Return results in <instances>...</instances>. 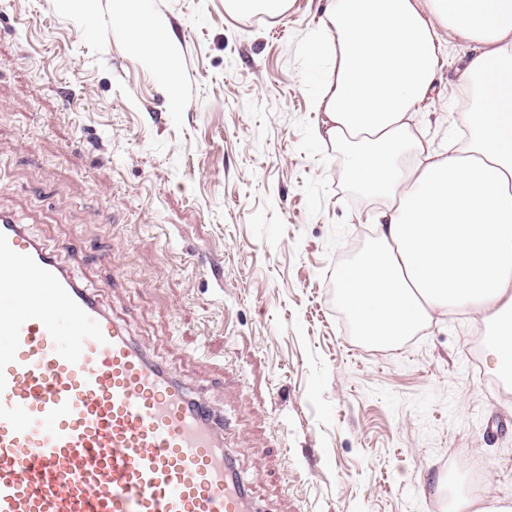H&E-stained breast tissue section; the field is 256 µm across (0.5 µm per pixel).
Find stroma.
<instances>
[{
	"mask_svg": "<svg viewBox=\"0 0 512 512\" xmlns=\"http://www.w3.org/2000/svg\"><path fill=\"white\" fill-rule=\"evenodd\" d=\"M326 0L277 18L225 0H0V210L76 254L103 305L229 421L268 512H445L512 499V384L474 313L363 340L339 290L373 244L351 155L321 140ZM149 16L172 61L118 11ZM464 42L422 133L447 145Z\"/></svg>",
	"mask_w": 512,
	"mask_h": 512,
	"instance_id": "stroma-1",
	"label": "stroma"
}]
</instances>
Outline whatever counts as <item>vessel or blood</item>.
I'll return each instance as SVG.
<instances>
[{
	"instance_id": "vessel-or-blood-1",
	"label": "vessel or blood",
	"mask_w": 512,
	"mask_h": 512,
	"mask_svg": "<svg viewBox=\"0 0 512 512\" xmlns=\"http://www.w3.org/2000/svg\"><path fill=\"white\" fill-rule=\"evenodd\" d=\"M0 512H256L223 412L1 211Z\"/></svg>"
}]
</instances>
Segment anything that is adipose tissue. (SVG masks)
<instances>
[{
  "label": "adipose tissue",
  "instance_id": "1",
  "mask_svg": "<svg viewBox=\"0 0 512 512\" xmlns=\"http://www.w3.org/2000/svg\"><path fill=\"white\" fill-rule=\"evenodd\" d=\"M462 40L469 142L437 152L414 129L439 69V29ZM330 53L316 106L351 146L360 189L382 199L374 248L344 278L359 335H413L434 312L490 326L512 380V0H328L312 33Z\"/></svg>",
  "mask_w": 512,
  "mask_h": 512
}]
</instances>
